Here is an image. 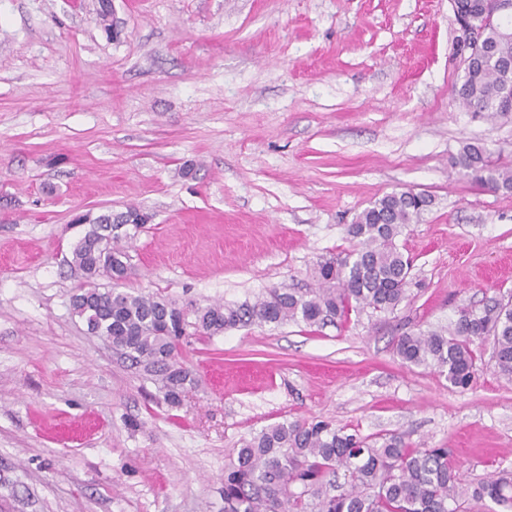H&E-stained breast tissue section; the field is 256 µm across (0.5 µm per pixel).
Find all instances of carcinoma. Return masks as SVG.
Instances as JSON below:
<instances>
[{"label":"carcinoma","mask_w":512,"mask_h":512,"mask_svg":"<svg viewBox=\"0 0 512 512\" xmlns=\"http://www.w3.org/2000/svg\"><path fill=\"white\" fill-rule=\"evenodd\" d=\"M495 0H455L457 16L480 30L485 53L472 58L455 88L472 112L494 118L512 112V40L490 20ZM452 165L479 187L512 193V166L490 160L479 142H466ZM432 204V196L393 192L364 209L348 235L353 248L322 257L314 267L317 287L304 292L273 289L253 302L179 307L163 298L123 291L127 245L149 215L129 206L87 220L71 264L83 283L71 299L72 314L152 380L172 406L192 388V371L181 361L191 336H215L252 325L302 322L322 327L351 314L392 313L418 286L412 261L397 238ZM109 280L103 287L98 280ZM492 345V368L512 382V297L482 306L458 305L445 325L418 328L396 340L408 366L435 370L460 389L471 387L483 365L479 347ZM343 474L345 482L337 481ZM224 512H462L487 500L512 512V472L503 470L464 484L446 448H426L400 433L349 432L322 420H285L246 440L224 469Z\"/></svg>","instance_id":"cac0c4a2"}]
</instances>
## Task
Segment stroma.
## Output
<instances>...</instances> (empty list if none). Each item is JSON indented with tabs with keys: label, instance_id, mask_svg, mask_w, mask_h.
<instances>
[{
	"label": "stroma",
	"instance_id": "35a3bbf8",
	"mask_svg": "<svg viewBox=\"0 0 512 512\" xmlns=\"http://www.w3.org/2000/svg\"><path fill=\"white\" fill-rule=\"evenodd\" d=\"M0 0V512H221L224 466L283 420L512 470V383L402 364L403 331L512 295V194L451 166L512 164V112L453 95L452 0ZM430 194L398 237L420 286L394 313L191 339L177 407L70 311L79 213L152 214L123 287L205 306L306 290L383 195ZM490 154L484 144L466 142L453 157L452 165L479 187L512 193V166L493 162Z\"/></svg>",
	"mask_w": 512,
	"mask_h": 512
}]
</instances>
